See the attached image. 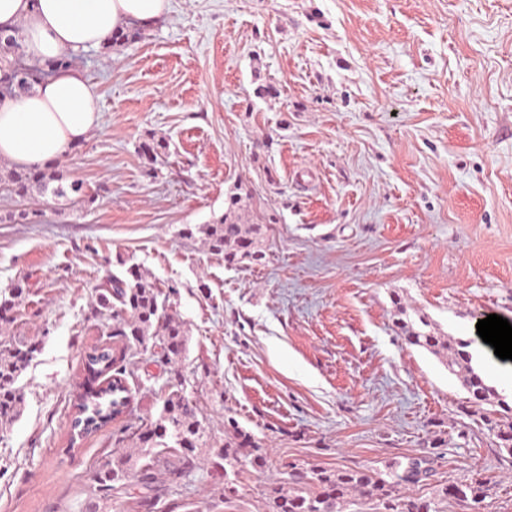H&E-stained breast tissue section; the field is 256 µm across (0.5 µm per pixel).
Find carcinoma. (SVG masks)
Returning a JSON list of instances; mask_svg holds the SVG:
<instances>
[{
    "label": "carcinoma",
    "mask_w": 512,
    "mask_h": 512,
    "mask_svg": "<svg viewBox=\"0 0 512 512\" xmlns=\"http://www.w3.org/2000/svg\"><path fill=\"white\" fill-rule=\"evenodd\" d=\"M20 45L9 38L0 42V96L27 91L32 84L44 80L56 70L70 64L61 58L47 64L43 69L28 65L19 53ZM166 148L162 141L143 142L138 152L151 163L156 162L159 152ZM13 181L20 192L36 189L39 195L52 198L69 196L79 201L82 198V183H62V176L52 167L34 168L22 174H13ZM241 196L230 191L224 200V214L209 224H200L192 229L187 227L181 235L190 238L193 231L202 233L211 249L224 254V265L230 268L246 263H257L264 258L263 243L268 225L277 223L272 214L264 221L246 225L239 214ZM26 288L19 281L12 287L0 291V314L10 312L22 300ZM178 290L171 285L163 290L149 281L140 266L132 264L118 274H109L96 288L95 316L112 321L108 325L109 335L122 338L124 347L115 352L109 347L100 348L98 372L86 370L87 379L82 394L81 410L91 412L85 418L86 427L96 428L106 424L122 412L125 406L120 394L128 392L126 386V359L152 345L161 350V359L166 364L180 361L185 352L187 340L183 324L169 313L172 298ZM395 321L397 333L410 346L424 348L434 354L448 352V369L458 371L463 386L469 394L468 403L479 408L484 404H497L505 413L512 412L508 396L489 384L481 369L475 363L472 342L438 336L431 330V324L420 317L419 327L405 317ZM41 351L38 342L11 346L0 352V425L15 421L24 405L23 394L16 386L21 373ZM170 393L164 399L157 418L134 433L143 455L151 457L139 473L132 472L127 458L110 459L103 463L94 474L95 495L99 500H108L119 490L130 486L132 479L144 488L155 480V468L163 466L169 474L179 478L194 465L190 453L197 448H213L214 456L207 459L213 466L220 461L233 464L245 458L255 468L265 464L267 448L259 444L251 432L239 426L232 417L224 421L227 437L222 445L211 442L206 418L200 412L197 402L185 395L181 375L171 372ZM178 453L177 460L162 456L156 449ZM428 469L422 461L412 460L406 466L398 463L387 466L385 473L369 468L327 469L316 467L306 473H299L291 480L293 487L284 489L282 484L272 481L267 487L270 512H343L350 503V495L357 493L375 499L383 506L384 512H438L433 499H421L404 491L407 485L419 483L426 477ZM438 497L453 499L471 512H480L486 498V481L476 479L470 483L448 484L438 490Z\"/></svg>",
    "instance_id": "obj_1"
}]
</instances>
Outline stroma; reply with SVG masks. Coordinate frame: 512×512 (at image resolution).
<instances>
[{
  "mask_svg": "<svg viewBox=\"0 0 512 512\" xmlns=\"http://www.w3.org/2000/svg\"><path fill=\"white\" fill-rule=\"evenodd\" d=\"M128 29L74 54L102 116L57 163L83 201L19 194L0 168V290L26 287L0 337L42 344L0 429V512H85L101 464H145L118 435L168 393L151 352L130 359L123 413L71 438L87 352L122 347L94 306L125 263L179 291L183 389L213 441L229 416L268 457L179 480L159 467L152 490L98 512H267L268 479L412 458L431 471L414 496L479 475L484 512H512V456L489 426L512 415L467 411L446 359L399 337L393 303L465 340L480 314L512 321V0H171ZM267 84L278 97H257ZM151 139L167 144L153 166ZM236 187L244 222L279 221L261 264L228 268L181 231Z\"/></svg>",
  "mask_w": 512,
  "mask_h": 512,
  "instance_id": "1",
  "label": "stroma"
}]
</instances>
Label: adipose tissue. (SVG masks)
I'll return each mask as SVG.
<instances>
[{"label": "adipose tissue", "instance_id": "obj_1", "mask_svg": "<svg viewBox=\"0 0 512 512\" xmlns=\"http://www.w3.org/2000/svg\"><path fill=\"white\" fill-rule=\"evenodd\" d=\"M170 0H0V36L51 61L104 43L115 29L164 19ZM96 84L77 67L0 98V162L32 167L63 158L99 127Z\"/></svg>", "mask_w": 512, "mask_h": 512}]
</instances>
